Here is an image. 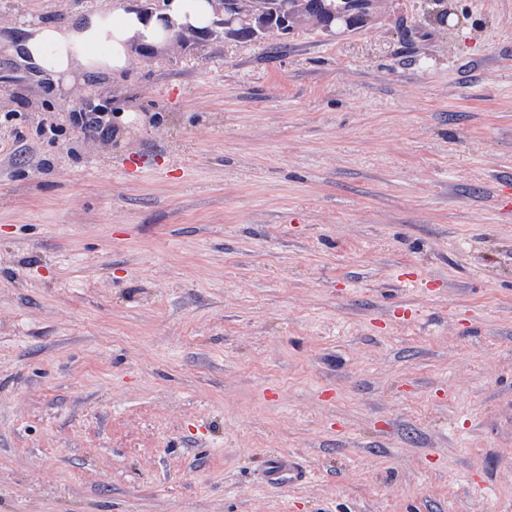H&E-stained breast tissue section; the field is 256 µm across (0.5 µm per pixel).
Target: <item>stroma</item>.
Returning a JSON list of instances; mask_svg holds the SVG:
<instances>
[{
  "mask_svg": "<svg viewBox=\"0 0 512 512\" xmlns=\"http://www.w3.org/2000/svg\"><path fill=\"white\" fill-rule=\"evenodd\" d=\"M106 3L0 0V512H512V0L14 56ZM100 105L94 104L79 112H72L69 125L78 129L85 137L108 140L112 137L111 112H99ZM300 477V469L287 456H278L267 462L266 479L273 487L286 486Z\"/></svg>",
  "mask_w": 512,
  "mask_h": 512,
  "instance_id": "obj_1",
  "label": "stroma"
}]
</instances>
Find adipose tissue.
Here are the masks:
<instances>
[{
  "mask_svg": "<svg viewBox=\"0 0 512 512\" xmlns=\"http://www.w3.org/2000/svg\"><path fill=\"white\" fill-rule=\"evenodd\" d=\"M212 19L209 0H169L161 15L151 17L135 10L93 11L67 26L39 24L28 28L14 52L23 64L68 83L78 72L125 70L135 46L163 48L166 25L199 30Z\"/></svg>",
  "mask_w": 512,
  "mask_h": 512,
  "instance_id": "ef3b65f1",
  "label": "adipose tissue"
}]
</instances>
